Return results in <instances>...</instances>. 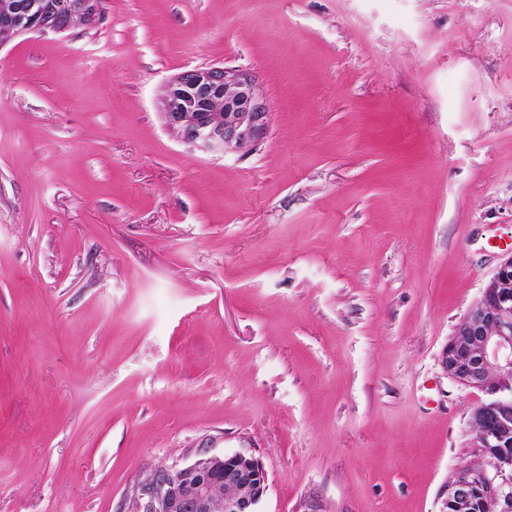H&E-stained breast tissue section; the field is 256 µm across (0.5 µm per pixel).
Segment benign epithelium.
<instances>
[{"instance_id":"obj_1","label":"benign epithelium","mask_w":512,"mask_h":512,"mask_svg":"<svg viewBox=\"0 0 512 512\" xmlns=\"http://www.w3.org/2000/svg\"><path fill=\"white\" fill-rule=\"evenodd\" d=\"M101 17V0H0V46L22 34L61 35L77 25L92 29ZM159 108L165 126L182 143L209 154L254 146L271 117L252 78L222 66L178 74ZM441 364L448 377L486 399L472 415L483 463L454 471L441 492L440 512H465L475 488L483 512H512V455H487L489 448L512 447V255L500 262L456 328ZM266 486L257 459L204 451L185 466L139 481L126 512H259Z\"/></svg>"}]
</instances>
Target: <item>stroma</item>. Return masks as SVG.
Masks as SVG:
<instances>
[{"label": "stroma", "mask_w": 512, "mask_h": 512, "mask_svg": "<svg viewBox=\"0 0 512 512\" xmlns=\"http://www.w3.org/2000/svg\"><path fill=\"white\" fill-rule=\"evenodd\" d=\"M248 72L215 156L159 100ZM512 253V0H104L0 46V512H120L202 450L260 512H439L441 353ZM159 108L165 126L182 143L209 154L254 146L266 134L271 117L252 78L222 66L178 74Z\"/></svg>", "instance_id": "1"}]
</instances>
